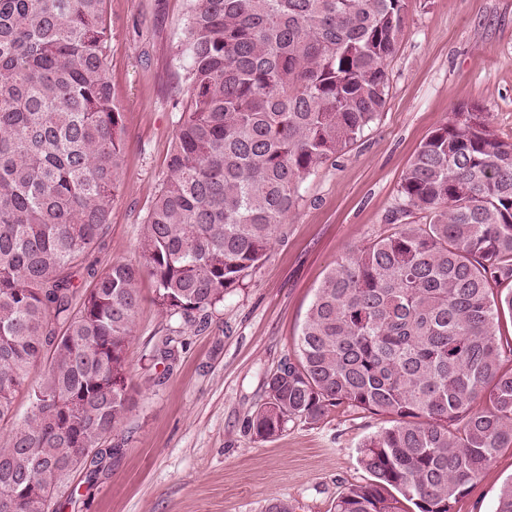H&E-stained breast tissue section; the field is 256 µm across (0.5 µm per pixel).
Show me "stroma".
<instances>
[{
	"label": "stroma",
	"instance_id": "1",
	"mask_svg": "<svg viewBox=\"0 0 512 512\" xmlns=\"http://www.w3.org/2000/svg\"><path fill=\"white\" fill-rule=\"evenodd\" d=\"M193 0H106L112 96L124 114L123 165L106 235L91 256L103 268L137 257L188 106L181 55ZM386 107L361 139L306 180L303 199L259 266L202 327L167 317L154 281L128 349L131 410L96 479L76 470L58 484L56 512H265L270 499L296 512H332L336 496L366 479L369 413L330 411L257 439L246 421L267 400L266 378L285 357L327 272L382 234L401 177L429 133L461 107L489 112L512 142V0H411L405 35L388 65ZM183 341L173 365L154 363L159 337ZM512 478V448L481 473L455 512H495Z\"/></svg>",
	"mask_w": 512,
	"mask_h": 512
}]
</instances>
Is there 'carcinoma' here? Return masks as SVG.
<instances>
[{
    "mask_svg": "<svg viewBox=\"0 0 512 512\" xmlns=\"http://www.w3.org/2000/svg\"><path fill=\"white\" fill-rule=\"evenodd\" d=\"M105 2L0 0V512H50L59 481L81 467L94 478L119 452L103 443L130 411L141 276L166 315L208 321L266 257L307 178L384 110L409 0H195L189 105L138 259L98 271L86 261L124 134ZM399 195L393 232L328 272L247 420L265 440L333 407L386 418L359 445L368 478L333 512H454L512 447V142L462 107L420 144ZM176 343L162 337L154 357L174 363Z\"/></svg>",
    "mask_w": 512,
    "mask_h": 512,
    "instance_id": "cac0c4a2",
    "label": "carcinoma"
}]
</instances>
